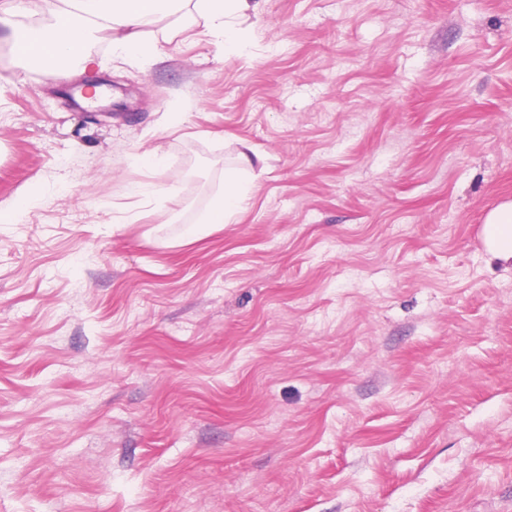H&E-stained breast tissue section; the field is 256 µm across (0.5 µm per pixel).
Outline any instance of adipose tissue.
<instances>
[{
    "label": "adipose tissue",
    "mask_w": 512,
    "mask_h": 512,
    "mask_svg": "<svg viewBox=\"0 0 512 512\" xmlns=\"http://www.w3.org/2000/svg\"><path fill=\"white\" fill-rule=\"evenodd\" d=\"M249 6V0H56L53 23L32 28L13 21L21 0H6L0 6V24L9 27L13 51L25 69L44 71L50 61L76 58L81 62L82 72L93 73L99 63L82 50L89 38L107 34L114 51L135 56L148 49L141 37L145 27L182 11L197 14L214 35L223 37L225 51H236L241 47V40L231 19ZM247 193V186L235 171L225 172L223 194L202 223L185 228L184 242L198 240L206 225L227 223ZM483 240L491 259L512 265L511 203L500 205L488 214Z\"/></svg>",
    "instance_id": "1"
}]
</instances>
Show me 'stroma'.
<instances>
[{
    "label": "stroma",
    "mask_w": 512,
    "mask_h": 512,
    "mask_svg": "<svg viewBox=\"0 0 512 512\" xmlns=\"http://www.w3.org/2000/svg\"><path fill=\"white\" fill-rule=\"evenodd\" d=\"M231 23L0 57V512H512V0ZM248 193V187L243 184L233 170L224 173V193L216 201L212 211L207 214L201 224H191L184 229L183 240L191 243L198 240L208 224H224L236 213L240 203ZM485 252L491 259L512 265V204L493 209L483 229Z\"/></svg>",
    "instance_id": "stroma-1"
}]
</instances>
